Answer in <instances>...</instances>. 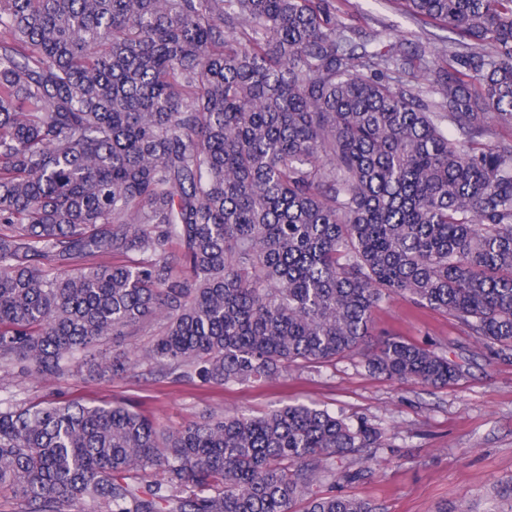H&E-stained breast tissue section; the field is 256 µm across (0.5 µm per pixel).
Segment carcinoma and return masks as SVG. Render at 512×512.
Instances as JSON below:
<instances>
[{
    "instance_id": "carcinoma-1",
    "label": "carcinoma",
    "mask_w": 512,
    "mask_h": 512,
    "mask_svg": "<svg viewBox=\"0 0 512 512\" xmlns=\"http://www.w3.org/2000/svg\"><path fill=\"white\" fill-rule=\"evenodd\" d=\"M404 2L455 34L430 66L334 0H0V366L65 379L161 321L100 367L277 380L360 352L395 296L512 356V0ZM365 365L463 372L402 337ZM379 439L303 403L170 431L122 403L0 399V500L376 512L333 486ZM154 337L144 333L117 339H112V336H110L103 342L101 348L104 351L106 350L111 358L112 355L125 354L134 359L137 355L141 354V351L149 345Z\"/></svg>"
}]
</instances>
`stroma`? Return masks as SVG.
<instances>
[{
	"label": "stroma",
	"instance_id": "35a3bbf8",
	"mask_svg": "<svg viewBox=\"0 0 512 512\" xmlns=\"http://www.w3.org/2000/svg\"><path fill=\"white\" fill-rule=\"evenodd\" d=\"M336 6L384 45L419 32L403 0H336ZM391 336L463 364V375L445 387L400 383L369 373L359 354L296 369L284 384L208 386L161 376L146 365L105 379L32 381L0 371V399L20 407L122 402L173 430L211 412L260 414L297 400L368 421L384 433L381 447L369 451V472L337 483V493L371 500L377 512H512V504L491 498L496 481L512 477V358L476 348L454 319L400 298L374 313L371 343Z\"/></svg>",
	"mask_w": 512,
	"mask_h": 512
}]
</instances>
